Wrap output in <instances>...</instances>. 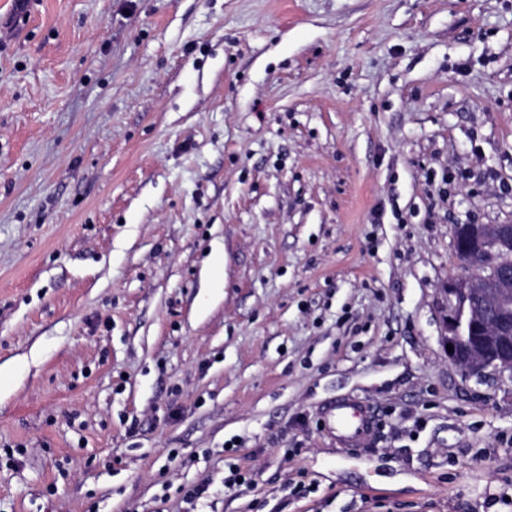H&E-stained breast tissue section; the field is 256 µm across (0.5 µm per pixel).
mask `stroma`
Listing matches in <instances>:
<instances>
[{
	"label": "stroma",
	"mask_w": 512,
	"mask_h": 512,
	"mask_svg": "<svg viewBox=\"0 0 512 512\" xmlns=\"http://www.w3.org/2000/svg\"><path fill=\"white\" fill-rule=\"evenodd\" d=\"M14 16L0 512H187L204 479L198 512H512V377L444 343L453 226L512 223V0ZM325 419L336 441L346 448H366L375 434L374 410L354 396L336 397L327 408Z\"/></svg>",
	"instance_id": "1"
}]
</instances>
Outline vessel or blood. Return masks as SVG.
<instances>
[{
  "label": "vessel or blood",
  "mask_w": 512,
  "mask_h": 512,
  "mask_svg": "<svg viewBox=\"0 0 512 512\" xmlns=\"http://www.w3.org/2000/svg\"><path fill=\"white\" fill-rule=\"evenodd\" d=\"M325 419L337 442L345 447H367L375 434L376 418L373 409L350 395L337 397L329 405Z\"/></svg>",
  "instance_id": "obj_1"
}]
</instances>
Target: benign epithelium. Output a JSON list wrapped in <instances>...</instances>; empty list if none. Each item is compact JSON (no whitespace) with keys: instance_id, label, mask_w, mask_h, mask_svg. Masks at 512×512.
Listing matches in <instances>:
<instances>
[{"instance_id":"1","label":"benign epithelium","mask_w":512,"mask_h":512,"mask_svg":"<svg viewBox=\"0 0 512 512\" xmlns=\"http://www.w3.org/2000/svg\"><path fill=\"white\" fill-rule=\"evenodd\" d=\"M452 233L471 275L448 283V356L468 376L512 377V224H457Z\"/></svg>"}]
</instances>
